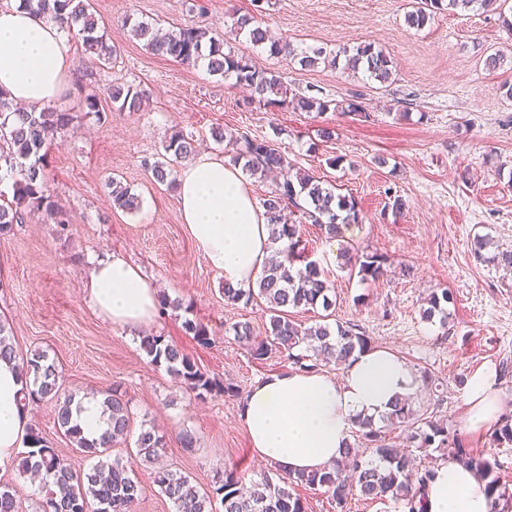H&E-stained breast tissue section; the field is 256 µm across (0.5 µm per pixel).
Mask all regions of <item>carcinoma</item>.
I'll return each instance as SVG.
<instances>
[{
    "label": "carcinoma",
    "mask_w": 512,
    "mask_h": 512,
    "mask_svg": "<svg viewBox=\"0 0 512 512\" xmlns=\"http://www.w3.org/2000/svg\"><path fill=\"white\" fill-rule=\"evenodd\" d=\"M507 0H413L412 11L406 15V23L416 29L424 28L437 10L460 12L502 9ZM19 5L59 24L67 33L78 30L82 38L84 55L91 62L102 66L112 64L117 50L110 43L105 29L88 12L86 0H19ZM231 24L254 47L266 48L272 55L298 58L304 67L319 63L336 64L338 55L323 47H312L301 53L286 40L274 39L269 31L256 24L250 14L233 12ZM132 35L144 42L153 54L171 58L185 66L203 65L212 75L232 77L236 83L251 90L249 103L263 107L311 112H324L329 102L315 96L293 95L287 97L283 83L272 72L258 70L243 57L224 49V39L207 27H175L163 36L158 35L152 23L125 20ZM345 66L363 69L368 76L386 82L392 75V61L382 51L370 44L344 47ZM112 105L120 112H137L145 102V91L123 82H114L108 89ZM70 112H61L51 104L40 108L20 110L14 107L7 94L0 92V182L11 180L12 197L0 193V234L12 230L13 225L24 222L26 215L43 212L55 224L64 220L56 210L48 189V145L73 122ZM237 152L232 161L242 166L252 176L263 177L293 168L288 157L270 141L252 138L246 134L235 139ZM160 159L145 164L152 179L162 185L174 187L175 166L190 161L196 152L193 138L176 131L163 145ZM113 206L126 212L140 207L139 196L120 180L108 181ZM262 208L269 224L271 239L283 245L284 260L267 267L256 280V287L235 288L224 283V301L246 305L262 300L271 312L268 334L257 339L250 323H235L231 330L237 339L250 344L252 356L262 359L274 350L285 352L288 359L301 371L312 370L319 361L330 359L336 364L345 363L355 352L370 347L369 337L360 333L353 323L330 325L319 323L307 328L288 318V310L321 308L329 311L336 306V295L319 264L307 260L300 224L294 219L300 213L305 220L315 224L327 238L341 236L342 227L359 221V210L354 199L342 196L307 173L296 172L277 184L271 195L262 201ZM343 265L358 266L363 279H377L384 274L386 259L376 253L358 254L346 249L341 254ZM448 290L431 293L427 307L421 311L426 322L439 319L441 325L448 322L445 305L450 303ZM186 333L202 345L210 344L207 328L187 318L183 322ZM141 348L156 366H165L185 384L196 397L222 393L238 396L232 383H223L197 366L177 346L156 334L141 337ZM14 359L25 373V387L20 404L26 408L33 403L52 405L57 425L71 446L86 457L98 461L84 473H76L56 449L47 445L43 436L34 429L27 432V455L19 463L23 473L35 472L45 476L49 491L35 512H88V501L97 504L96 512H132V506L142 495V485L134 474L136 468L152 469V482L160 493L174 505L175 512H217L214 499H220L223 512H307L306 503L293 492L294 487L323 488L331 494L336 505L342 507L353 496L365 500L384 501L388 498L404 501L407 512H427L425 489L435 476V466L414 465L401 449L386 441V431L396 424L414 419L410 400L404 398L393 404V409L375 424L370 419L357 422L361 438L371 457L364 458L359 449L349 444L344 456L331 465L315 471L284 474L281 483L274 484L267 478L251 482L250 489L243 490L245 475L232 469L216 481L208 492L200 491L190 476L177 470L155 469L153 464L167 448L165 437L154 427L141 428L134 442L135 454L128 458L116 456L102 459L104 453L127 439L130 432L131 414L129 402L121 387L114 385L102 392L100 406L107 416L105 428L95 438L86 437L74 414L80 411L82 400L64 392L63 381L56 362L47 351L35 349L22 356L10 337V327L0 319V359ZM410 441L419 442L427 449L437 445L448 458L478 472L489 479L485 491L492 501L491 512H506L512 505V492L490 478L491 462L466 452L450 437L448 429L433 421H425L415 427ZM0 512H22L15 491L7 484H0Z\"/></svg>",
    "instance_id": "1"
}]
</instances>
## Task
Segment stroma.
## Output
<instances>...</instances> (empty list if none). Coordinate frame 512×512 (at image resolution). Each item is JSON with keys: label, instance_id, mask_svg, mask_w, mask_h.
Returning a JSON list of instances; mask_svg holds the SVG:
<instances>
[{"label": "stroma", "instance_id": "35a3bbf8", "mask_svg": "<svg viewBox=\"0 0 512 512\" xmlns=\"http://www.w3.org/2000/svg\"><path fill=\"white\" fill-rule=\"evenodd\" d=\"M90 13L107 27L117 60L106 68L75 54L69 93L57 109L73 113L68 131L48 148V186L66 214L65 225L30 215L0 235V316L14 345L26 354L42 349L54 358L66 392L83 396L121 385L130 402L131 431L156 425L168 446L164 464L211 489L224 471L277 480L273 464L251 452L241 423L240 400L215 393L199 399L140 347L143 332L113 326L89 307L84 280L90 259L114 253L139 266L170 305L147 332L164 336L210 375L240 393L294 365L286 354L254 358L238 342L232 324L247 322L265 337L264 305H231L224 277L200 253L183 222L177 193L153 183L143 167L156 160L171 132L193 135L197 148L231 160L229 143H216L213 128L266 138L297 168L352 197L358 223L336 239L302 226L310 259L336 292V321L357 324L372 347L398 353L420 377L413 398L418 418L447 427L460 446L496 463L501 483L512 488V443H494L466 422L468 381L478 368L496 371L503 415H512V273L493 262L496 249L512 250V33L492 12H437L423 29L404 16L410 0H271L257 24L294 46L331 50L372 44L392 61L384 83L363 72L318 65L300 67L285 56L252 48L235 36L227 10H251V0H88ZM156 27L207 24L256 68L280 75L288 94L333 101L325 112H293L249 104L248 90L233 78L210 75L150 53L134 38L126 17ZM500 52L497 68L485 66ZM119 80L148 92L138 112H119L107 93ZM100 95L99 115L85 114L82 94ZM357 100L361 113L341 111ZM334 137L322 141L320 129ZM116 177L141 199L132 213L114 208L105 184ZM402 196V212L387 205ZM494 244L475 254L474 243ZM376 253L387 272L376 280L350 274L343 247ZM448 290L447 325L427 323L420 309L432 291ZM191 318L206 326L210 346L183 328ZM31 425L67 458L74 471L92 459L77 454L54 423L50 405L30 408ZM195 436V447L178 437ZM308 512H400L398 504L349 499L337 506L324 490L302 487Z\"/></svg>", "mask_w": 512, "mask_h": 512}]
</instances>
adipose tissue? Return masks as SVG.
I'll return each instance as SVG.
<instances>
[{"mask_svg":"<svg viewBox=\"0 0 512 512\" xmlns=\"http://www.w3.org/2000/svg\"><path fill=\"white\" fill-rule=\"evenodd\" d=\"M75 69V47L55 22L18 5L0 8V91L26 107L63 96ZM178 202L192 240L225 281L246 287L263 272L273 243L264 211L239 169L201 156L178 178ZM95 311L113 325L149 326L157 311L155 288L141 269L111 255L93 263L85 282ZM495 373L476 370L466 394L471 431L493 427L502 411ZM25 381L15 363L0 360V466L25 437L29 414L19 400ZM422 382L388 349L357 353L342 377L324 370L274 374L243 397L240 416L252 452L280 471H311L339 459L357 419L380 417ZM427 512H489L482 478L455 461L439 465L425 491Z\"/></svg>","mask_w":512,"mask_h":512,"instance_id":"ef3b65f1","label":"adipose tissue"}]
</instances>
